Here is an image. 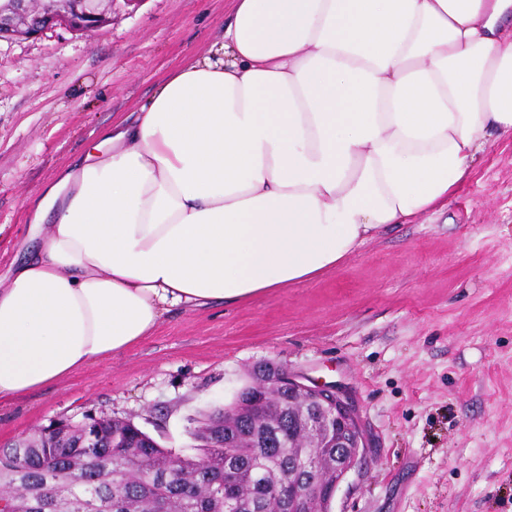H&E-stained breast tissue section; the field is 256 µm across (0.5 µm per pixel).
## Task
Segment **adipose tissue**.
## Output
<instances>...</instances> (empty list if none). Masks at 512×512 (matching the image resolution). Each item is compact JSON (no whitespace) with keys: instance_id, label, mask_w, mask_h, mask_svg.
Wrapping results in <instances>:
<instances>
[{"instance_id":"adipose-tissue-1","label":"adipose tissue","mask_w":512,"mask_h":512,"mask_svg":"<svg viewBox=\"0 0 512 512\" xmlns=\"http://www.w3.org/2000/svg\"><path fill=\"white\" fill-rule=\"evenodd\" d=\"M510 133L512 0H231L214 49L43 191L0 287V401L320 277Z\"/></svg>"}]
</instances>
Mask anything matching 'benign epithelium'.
Returning <instances> with one entry per match:
<instances>
[{"label":"benign epithelium","mask_w":512,"mask_h":512,"mask_svg":"<svg viewBox=\"0 0 512 512\" xmlns=\"http://www.w3.org/2000/svg\"><path fill=\"white\" fill-rule=\"evenodd\" d=\"M112 21V0H0V41L28 39L60 26L85 34ZM276 389L288 395V403L309 407L303 421L311 448H336V479L326 488L312 481L288 483V512H314L311 501L325 497L331 505L341 484L364 468L369 437L355 399L335 385H319L301 371L274 364L264 368L250 391Z\"/></svg>","instance_id":"obj_1"}]
</instances>
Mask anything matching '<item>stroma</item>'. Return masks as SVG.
Returning <instances> with one entry per match:
<instances>
[{
  "label": "stroma",
  "mask_w": 512,
  "mask_h": 512,
  "mask_svg": "<svg viewBox=\"0 0 512 512\" xmlns=\"http://www.w3.org/2000/svg\"><path fill=\"white\" fill-rule=\"evenodd\" d=\"M228 0H115L111 24L0 41V282L36 247L29 209L117 120L219 39ZM273 362L348 389L370 438L333 512H512V136L448 200L335 269L170 315L134 347L0 404V444L59 419L129 418L191 448L190 417Z\"/></svg>",
  "instance_id": "stroma-1"
}]
</instances>
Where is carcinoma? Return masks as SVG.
I'll list each match as a JSON object with an SVG mask.
<instances>
[{"label": "carcinoma", "mask_w": 512, "mask_h": 512, "mask_svg": "<svg viewBox=\"0 0 512 512\" xmlns=\"http://www.w3.org/2000/svg\"><path fill=\"white\" fill-rule=\"evenodd\" d=\"M234 408L189 419L193 455L162 446L129 421L102 420L107 437L92 448L60 444L42 428L25 448H0V512H225L231 501L240 503L238 512H270L288 503V454L273 443L227 459V440L260 434L256 419L236 417ZM116 459L130 468L112 478ZM74 470L83 483H74Z\"/></svg>", "instance_id": "carcinoma-1"}]
</instances>
